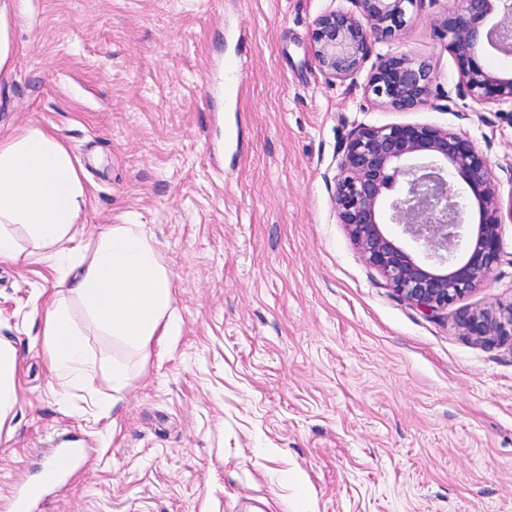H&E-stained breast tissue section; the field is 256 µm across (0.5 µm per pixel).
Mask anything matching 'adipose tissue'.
<instances>
[{
  "label": "adipose tissue",
  "instance_id": "ef3b65f1",
  "mask_svg": "<svg viewBox=\"0 0 512 512\" xmlns=\"http://www.w3.org/2000/svg\"><path fill=\"white\" fill-rule=\"evenodd\" d=\"M87 203L79 170L50 131L30 126L0 143V260L48 263L60 284L41 316L50 371L64 388L93 382L77 306L125 353L107 369L119 393L133 374L128 357L145 363L153 345L179 333L172 277L143 225H112L89 247L80 223ZM18 371L15 345L0 338V431L12 427Z\"/></svg>",
  "mask_w": 512,
  "mask_h": 512
}]
</instances>
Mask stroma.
Instances as JSON below:
<instances>
[{
    "mask_svg": "<svg viewBox=\"0 0 512 512\" xmlns=\"http://www.w3.org/2000/svg\"><path fill=\"white\" fill-rule=\"evenodd\" d=\"M348 0H29L0 82V142L53 132L90 192L96 244L140 224L172 273L178 336L121 393L110 337L82 328L91 389L50 373L42 262L0 260V337L22 393L0 433V505L42 482L57 437L87 456L40 512H512V338L461 314L512 307V223L488 280L427 317L387 288L339 224L338 153L366 124H429L488 157L512 199V114L456 96L438 26L455 0H420L373 55L434 75L429 103L370 101L368 70L331 81L314 20Z\"/></svg>",
    "mask_w": 512,
    "mask_h": 512,
    "instance_id": "stroma-1",
    "label": "stroma"
}]
</instances>
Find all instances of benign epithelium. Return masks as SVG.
<instances>
[{
	"label": "benign epithelium",
	"instance_id": "obj_1",
	"mask_svg": "<svg viewBox=\"0 0 512 512\" xmlns=\"http://www.w3.org/2000/svg\"><path fill=\"white\" fill-rule=\"evenodd\" d=\"M314 22L311 50L323 75L352 80L372 44L397 38L421 0H350ZM501 19L487 27L489 17ZM459 73L457 95L481 104L512 106V66L493 68L483 53L512 59V0H458L441 22ZM434 76L406 54L380 55L365 93L395 110L427 104ZM333 195L343 224L386 286L432 316L481 286L500 261L503 224L499 187L490 161L470 140L428 124L360 125L340 149ZM479 223L469 222L472 204ZM394 225L395 236L386 230ZM478 339L512 337V307L493 316L460 319Z\"/></svg>",
	"mask_w": 512,
	"mask_h": 512
}]
</instances>
